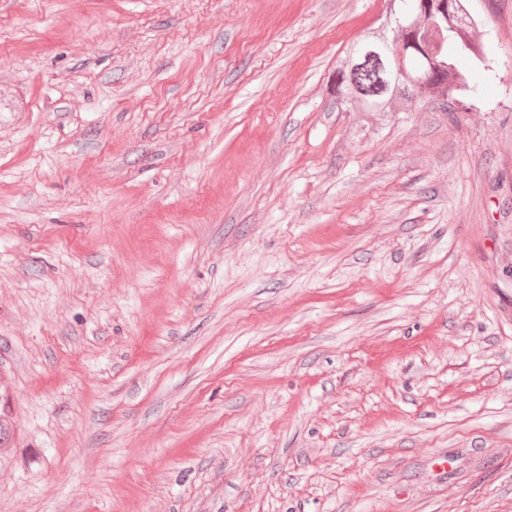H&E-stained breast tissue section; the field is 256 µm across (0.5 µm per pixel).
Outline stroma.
Listing matches in <instances>:
<instances>
[{"mask_svg":"<svg viewBox=\"0 0 512 512\" xmlns=\"http://www.w3.org/2000/svg\"><path fill=\"white\" fill-rule=\"evenodd\" d=\"M447 103L337 101L386 0H0V512H512V0Z\"/></svg>","mask_w":512,"mask_h":512,"instance_id":"stroma-1","label":"stroma"}]
</instances>
